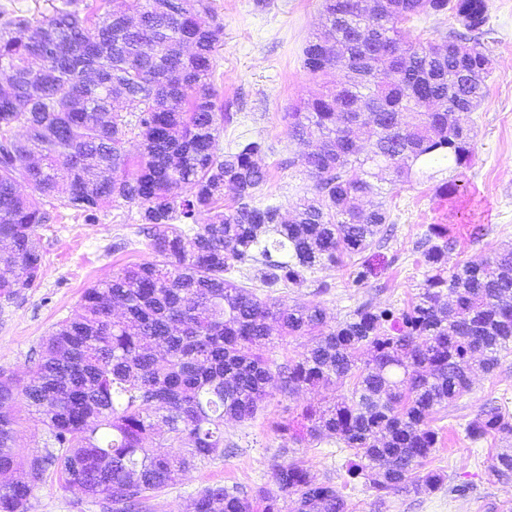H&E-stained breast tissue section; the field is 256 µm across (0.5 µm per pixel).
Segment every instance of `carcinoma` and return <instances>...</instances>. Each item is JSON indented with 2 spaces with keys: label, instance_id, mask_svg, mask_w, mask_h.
Returning <instances> with one entry per match:
<instances>
[{
  "label": "carcinoma",
  "instance_id": "obj_1",
  "mask_svg": "<svg viewBox=\"0 0 512 512\" xmlns=\"http://www.w3.org/2000/svg\"><path fill=\"white\" fill-rule=\"evenodd\" d=\"M356 5L321 0L322 25L303 48V68L324 82L287 113L292 138L319 141L302 159L312 196L291 217L256 204L268 179L263 142L219 147L231 115L216 104L223 25L211 0H59L38 19L0 23V299L32 287L44 268L36 228L51 216L19 192L22 181L85 213L139 204L155 254L88 288L24 374L0 367V512H28L51 469L111 512H143L154 493L230 452L224 421L253 419L275 376L284 394L330 391L302 408L301 430L282 433L344 444L348 475L378 502L443 485V474L422 472L438 443L428 419L470 391L471 369L490 373L512 350L511 246L450 269L448 230L433 226L420 242L427 274L407 306L364 304L334 326L317 305L260 298L228 277L258 254L268 288L360 256L389 215L381 202L358 201L384 182L472 160L475 127L419 102L481 107L493 72L479 39L488 0H389L358 19L354 38L343 14ZM439 15L456 23L440 40L410 37V24ZM341 66L344 81L327 80ZM404 112L416 122L403 124ZM202 213L186 237L177 221ZM272 322L283 336L308 337L306 351L279 363L259 348ZM364 348L371 357L360 367ZM20 402L46 434L26 453L16 447ZM467 433L505 444L489 475L512 484V416L491 407ZM271 477L275 496L215 484L197 493L193 512H350L336 481L298 458L274 464Z\"/></svg>",
  "mask_w": 512,
  "mask_h": 512
}]
</instances>
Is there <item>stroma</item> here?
<instances>
[{"label":"stroma","instance_id":"obj_1","mask_svg":"<svg viewBox=\"0 0 512 512\" xmlns=\"http://www.w3.org/2000/svg\"><path fill=\"white\" fill-rule=\"evenodd\" d=\"M224 26V44L214 60L219 100L232 113L219 144L235 150L249 140L265 141L263 162L268 180L261 201L290 209L310 194L314 180L302 163L312 146L288 135L286 112L318 93L319 84L302 67V49L321 19V0H213ZM481 41L494 60L488 91L478 111L463 114L477 131L468 167L440 170L433 178L383 187L380 196L389 214V232L373 245L374 275L357 280L358 259L317 269L299 284L266 288L256 268L233 272V279L260 297L286 303L316 304L329 324L346 319L358 306L370 303L398 310L422 284L426 267L416 249L431 225L448 229L449 265L494 256L512 245V0H489L488 23ZM460 181L464 190L453 199L440 198L438 186ZM52 219L36 234L45 251L43 273L33 287L0 304V365L24 369L25 363L51 328L75 314L84 290L111 277L122 267L152 261L137 204L112 203L93 214L48 203ZM263 410L246 422L224 425V441L232 454L187 471L150 501L149 512H188L198 490L212 485H239L276 492L273 464L282 461L284 438L278 424L296 423L301 407L321 401L322 392L282 394L270 387ZM499 406L512 413V352L502 354L491 373H475L470 391L435 414L431 423L438 444L429 464L445 477L442 487L389 495L378 506L376 495L361 480H349L346 457L334 439L294 446V456L306 461L316 477L336 483L352 481L345 491L352 512H512V485L496 483L488 473L496 441L475 442L465 427L483 410ZM28 512H104L100 504L65 489L49 475L30 499Z\"/></svg>","mask_w":512,"mask_h":512}]
</instances>
